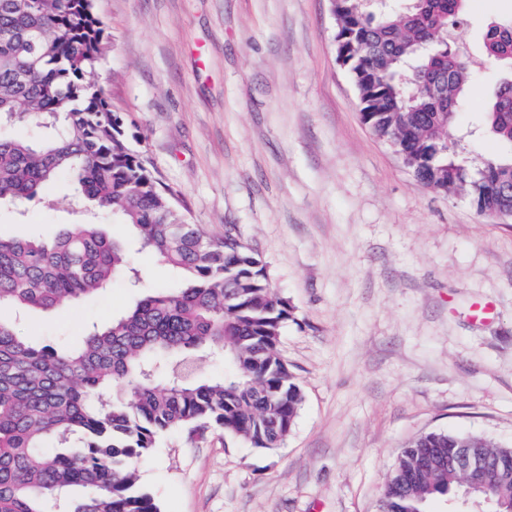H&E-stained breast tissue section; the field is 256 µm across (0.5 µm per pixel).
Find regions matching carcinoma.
<instances>
[{"mask_svg":"<svg viewBox=\"0 0 512 512\" xmlns=\"http://www.w3.org/2000/svg\"><path fill=\"white\" fill-rule=\"evenodd\" d=\"M412 6L341 0L348 71L367 101L365 121L408 155L415 178L462 193L488 217L512 205V89L486 115L510 152L471 164L448 140L472 62L453 41L465 0ZM107 34L94 0H0V128L53 126L30 142L0 134V202L25 203L59 175L130 227L140 248L176 268L181 286L142 298L74 349L37 346L0 318V512H161L133 466L173 430L218 429L253 448L279 447L303 393L278 351L291 317L266 266L247 246L210 239L128 142L123 120L95 81ZM487 56L512 60V19L490 24ZM132 272L122 245L92 225L52 238L0 236V311L51 310ZM232 361L200 373L201 352ZM112 390V401L102 399ZM487 461L498 512H512V445L431 432L403 448L387 483L389 512H424L460 487L456 463Z\"/></svg>","mask_w":512,"mask_h":512,"instance_id":"carcinoma-1","label":"carcinoma"}]
</instances>
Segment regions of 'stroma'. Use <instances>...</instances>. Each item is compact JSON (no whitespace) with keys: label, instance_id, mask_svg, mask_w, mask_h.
<instances>
[{"label":"stroma","instance_id":"obj_1","mask_svg":"<svg viewBox=\"0 0 512 512\" xmlns=\"http://www.w3.org/2000/svg\"><path fill=\"white\" fill-rule=\"evenodd\" d=\"M108 42L95 78L131 147L214 239L265 263L292 317L280 353L304 403L280 448L214 429L160 437L137 464L163 512H378L406 444L428 432L512 444V218L416 181L361 117L330 0H96ZM512 0H469L455 31L475 67L448 131L464 156L503 154L481 127L512 69L484 55ZM114 232L66 177L0 205V235ZM138 285L17 320L54 348L82 343L179 282L127 245ZM494 310L481 314L486 304Z\"/></svg>","mask_w":512,"mask_h":512}]
</instances>
